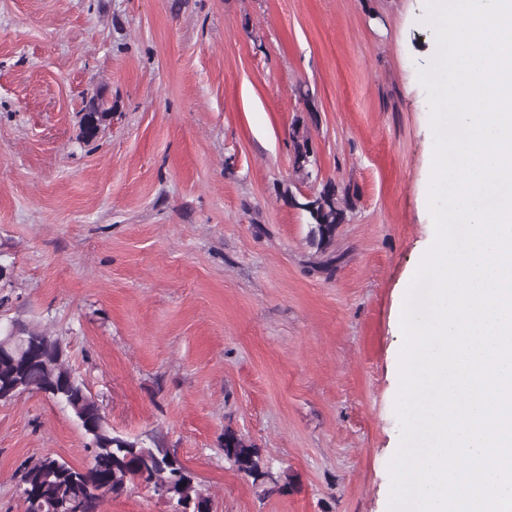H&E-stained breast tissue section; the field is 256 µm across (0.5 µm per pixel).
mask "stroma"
Segmentation results:
<instances>
[{
  "instance_id": "obj_1",
  "label": "stroma",
  "mask_w": 512,
  "mask_h": 512,
  "mask_svg": "<svg viewBox=\"0 0 512 512\" xmlns=\"http://www.w3.org/2000/svg\"><path fill=\"white\" fill-rule=\"evenodd\" d=\"M425 0H0L8 319L58 337L115 434L161 435L213 512H389L399 306L434 232ZM111 107L92 142L86 102ZM309 121L319 177L297 181ZM352 210L321 270L297 199ZM288 479L260 497L224 431ZM91 453L44 394L0 401V512ZM100 512H171L134 482ZM292 146L293 172L298 179L304 182L310 178L316 162L307 126L297 124L294 127L292 131Z\"/></svg>"
}]
</instances>
